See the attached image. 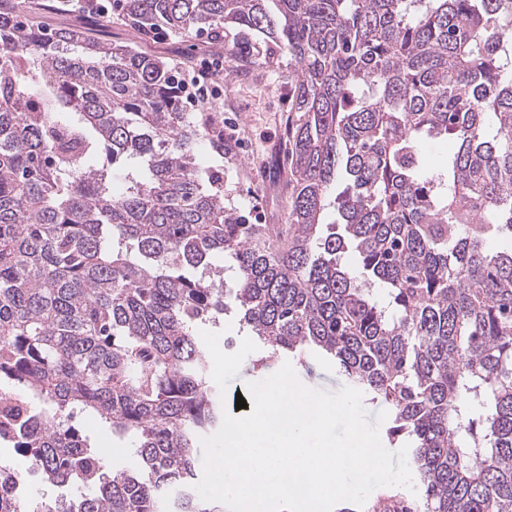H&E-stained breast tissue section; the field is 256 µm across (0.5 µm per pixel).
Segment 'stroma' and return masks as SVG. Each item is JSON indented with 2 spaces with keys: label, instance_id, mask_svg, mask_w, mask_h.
Wrapping results in <instances>:
<instances>
[{
  "label": "stroma",
  "instance_id": "35a3bbf8",
  "mask_svg": "<svg viewBox=\"0 0 512 512\" xmlns=\"http://www.w3.org/2000/svg\"><path fill=\"white\" fill-rule=\"evenodd\" d=\"M20 16L28 22L47 24L56 30L78 28L99 41L129 46L142 54L166 61L182 74L191 73L206 62L224 63V48L208 34L192 38L162 33L147 36L117 18L88 17L80 11H64L58 0H17ZM288 84L265 76L255 81L238 78L220 83L210 106L231 118L234 129L225 137L237 143L234 157H222L201 146L195 162L201 168H219L224 172V204L237 209L252 224L284 223L288 197V167L283 159L282 143ZM292 367L302 384L313 389L334 392L346 386V379L334 362L317 355ZM79 426L88 433L100 454L117 469L134 467L136 460L126 438L91 416H81Z\"/></svg>",
  "mask_w": 512,
  "mask_h": 512
}]
</instances>
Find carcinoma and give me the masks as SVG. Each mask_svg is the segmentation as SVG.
<instances>
[{
  "instance_id": "carcinoma-1",
  "label": "carcinoma",
  "mask_w": 512,
  "mask_h": 512,
  "mask_svg": "<svg viewBox=\"0 0 512 512\" xmlns=\"http://www.w3.org/2000/svg\"><path fill=\"white\" fill-rule=\"evenodd\" d=\"M145 34L224 43L229 77L293 64L284 224L224 206L218 112L158 58L42 38L0 0V444L68 490L0 512H223L194 448L221 425L198 329L234 313L268 355L317 353L391 412L419 512H512V0H116ZM451 141L437 170L421 146ZM111 156L97 163L99 148ZM138 166L112 192L120 158ZM338 230L320 232L329 211ZM224 256L233 287L204 275ZM130 436L114 469L77 427Z\"/></svg>"
}]
</instances>
